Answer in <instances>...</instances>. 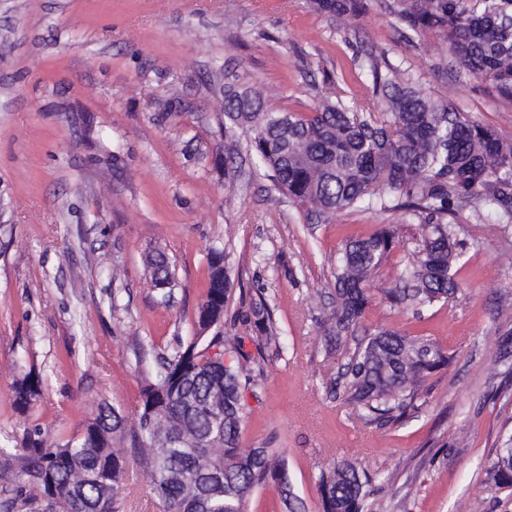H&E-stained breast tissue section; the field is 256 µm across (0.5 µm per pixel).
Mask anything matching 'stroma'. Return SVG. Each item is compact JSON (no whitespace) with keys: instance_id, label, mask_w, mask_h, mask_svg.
Listing matches in <instances>:
<instances>
[{"instance_id":"1","label":"stroma","mask_w":512,"mask_h":512,"mask_svg":"<svg viewBox=\"0 0 512 512\" xmlns=\"http://www.w3.org/2000/svg\"><path fill=\"white\" fill-rule=\"evenodd\" d=\"M365 53L512 145V102L435 37L407 41L376 4L344 26L309 0H0V448L23 455L34 427L78 434L102 401L135 425L146 377L137 352L168 354L191 335L207 249L220 241L245 289L225 335L251 336L241 314L257 297L280 335L245 397L241 444L283 453L303 512H322L319 473L344 460L373 477L371 512H512V488L487 476L512 431V374L497 361L512 227L460 212L470 241L461 283L422 318L384 301L405 247L370 280L367 329L430 336L453 361L427 379L418 410L369 426L326 388L336 366L322 351L324 299L345 241L403 216L307 219L254 174L252 132L224 136L215 65L267 107L306 111L328 83L357 88ZM173 95L177 108L162 115ZM158 249L176 282L166 299L145 266ZM29 372L41 396L22 413L13 386Z\"/></svg>"}]
</instances>
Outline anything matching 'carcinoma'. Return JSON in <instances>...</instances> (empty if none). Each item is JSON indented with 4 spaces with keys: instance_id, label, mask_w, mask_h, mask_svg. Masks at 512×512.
<instances>
[{
    "instance_id": "carcinoma-1",
    "label": "carcinoma",
    "mask_w": 512,
    "mask_h": 512,
    "mask_svg": "<svg viewBox=\"0 0 512 512\" xmlns=\"http://www.w3.org/2000/svg\"><path fill=\"white\" fill-rule=\"evenodd\" d=\"M372 0H310L314 11L351 22ZM404 31L437 36L455 62L512 101V0H380ZM369 91L358 99L339 83L318 94L310 113L264 106L225 76L224 115L232 128L254 132L252 146L290 206L319 218L356 208L401 210L416 227L398 286L384 290L388 306L420 311L445 305L459 287L466 242L461 210H489L512 224V145L490 127L431 99L398 67L383 72L369 57L359 64ZM400 227H382L348 240L336 259L334 293L324 319V357L335 360L332 393L366 424L387 425L418 409L425 380L452 356L436 341L392 329L358 335L369 303L367 282L400 242ZM208 278L193 335L172 354L148 365L137 425L98 404L82 432L59 440L28 433L15 458L21 485L15 512H120L129 463L150 478L163 512H246L253 492L277 488L286 512H296L286 460L274 448H244L245 393L258 373L243 338L220 328L235 291L224 248L207 254ZM154 285L173 287L166 256H148ZM259 346L279 342L268 306L251 308ZM41 378L26 374L14 387L21 411L41 395ZM129 440V447L116 443ZM495 483L512 487V442L488 468ZM371 480L340 461L318 477L323 512H369ZM35 487L41 497L28 494Z\"/></svg>"
}]
</instances>
